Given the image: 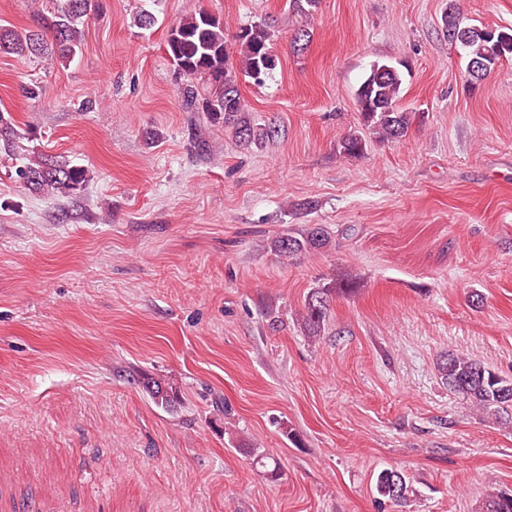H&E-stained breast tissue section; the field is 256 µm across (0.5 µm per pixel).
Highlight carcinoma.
<instances>
[{
    "instance_id": "cac0c4a2",
    "label": "carcinoma",
    "mask_w": 512,
    "mask_h": 512,
    "mask_svg": "<svg viewBox=\"0 0 512 512\" xmlns=\"http://www.w3.org/2000/svg\"><path fill=\"white\" fill-rule=\"evenodd\" d=\"M85 0H65L50 15L41 14L38 28L19 31L0 26V52L18 56H37L52 65H69L84 39V26L91 12L81 6ZM442 31L459 36L457 45L464 51L467 63L481 62L483 69L467 71L475 82L491 72L502 60L512 58V29H490L484 37L473 34L459 13L448 8L442 17ZM166 50L178 74L186 78L179 98L186 112H202L213 125L221 124L233 131L243 148L259 146L282 135L279 124L254 125L245 111L238 87L241 76L261 85L272 78L279 57L273 38L264 23H253L239 29L232 43L224 39V22L205 10L174 22L166 40ZM402 85L400 70L391 63L376 61L356 90V102L363 126L382 140L406 136L410 115L397 107ZM21 133L11 116L0 112V145L13 150ZM366 142L358 134L347 136L341 143L344 154L361 156ZM20 187L47 198L66 197L79 192L87 181L85 169L63 157L41 156L16 169ZM330 233L321 224H309L299 232L286 231L268 243L280 259L292 261L301 255H312L327 248ZM354 281L333 280L322 283L307 293L298 325L304 335L316 338L329 319L332 301L339 295L352 293ZM441 379L448 388L462 396L481 414L501 419L512 409V378L502 376L480 361L464 354L450 353L438 363ZM146 392L155 404L174 408L179 390L158 379L145 382ZM253 463L264 475H281L279 460L250 449ZM373 488L385 501L403 507L413 492L410 477L397 469L385 468L374 479ZM483 512H512V493L492 488L486 494Z\"/></svg>"
}]
</instances>
